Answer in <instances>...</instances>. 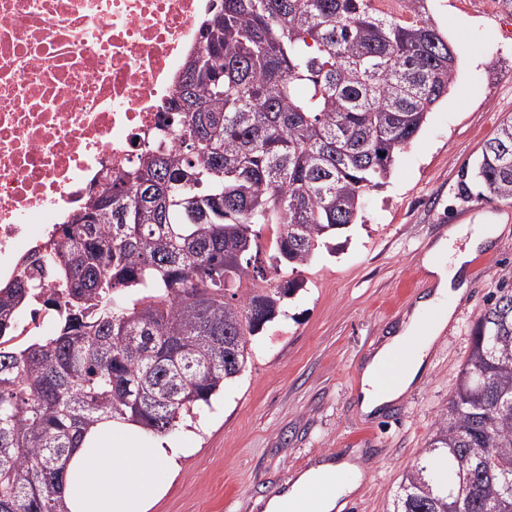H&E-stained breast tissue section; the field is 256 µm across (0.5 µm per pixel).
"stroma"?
<instances>
[{"label": "stroma", "mask_w": 512, "mask_h": 512, "mask_svg": "<svg viewBox=\"0 0 512 512\" xmlns=\"http://www.w3.org/2000/svg\"><path fill=\"white\" fill-rule=\"evenodd\" d=\"M458 56L448 94L367 195L357 224L294 277L304 287L252 337L245 372L195 420L167 494L151 512H264L267 501L320 460L360 454L362 487L346 512H389L403 473L433 437L470 351L471 328L512 288V204L480 197L484 143L512 116V0H431ZM464 224L488 225L467 264V289L402 400L360 415L367 358L431 286L426 253Z\"/></svg>", "instance_id": "stroma-1"}]
</instances>
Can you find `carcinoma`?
I'll return each mask as SVG.
<instances>
[{
    "label": "carcinoma",
    "instance_id": "obj_1",
    "mask_svg": "<svg viewBox=\"0 0 512 512\" xmlns=\"http://www.w3.org/2000/svg\"><path fill=\"white\" fill-rule=\"evenodd\" d=\"M373 0H212L152 148L92 192L0 287V512H68L70 451L112 418L164 435L248 361L300 287L286 278L358 220L453 85L430 15ZM481 195L512 204V117L484 144ZM271 226L274 254L261 258ZM51 315L47 336L18 318ZM391 512H512V289L471 330L446 413Z\"/></svg>",
    "mask_w": 512,
    "mask_h": 512
}]
</instances>
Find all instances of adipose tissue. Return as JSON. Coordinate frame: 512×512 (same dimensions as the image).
I'll return each mask as SVG.
<instances>
[{
    "mask_svg": "<svg viewBox=\"0 0 512 512\" xmlns=\"http://www.w3.org/2000/svg\"><path fill=\"white\" fill-rule=\"evenodd\" d=\"M458 237L464 249H452L440 241L430 252L427 268L434 278L430 297L419 300L401 330L385 340L366 364L358 397L359 410L375 416L418 383L425 370L426 357L454 315V302L465 293L462 270L471 255L486 242L483 225H463ZM420 337L416 349H408L413 337ZM400 356V369L390 384H382L383 365ZM137 427L119 420H104L92 427L78 448L73 449L61 483V495L69 512H149L165 494L162 473L174 471L186 453L184 443L163 436L136 441ZM337 474L335 491L309 499L306 512H336L344 497L358 491L365 480V467L352 457L336 464L324 463L298 476L296 487L319 483L325 474Z\"/></svg>",
    "mask_w": 512,
    "mask_h": 512,
    "instance_id": "adipose-tissue-1",
    "label": "adipose tissue"
}]
</instances>
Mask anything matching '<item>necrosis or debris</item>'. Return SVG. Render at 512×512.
Here are the masks:
<instances>
[{
	"mask_svg": "<svg viewBox=\"0 0 512 512\" xmlns=\"http://www.w3.org/2000/svg\"><path fill=\"white\" fill-rule=\"evenodd\" d=\"M211 0H0V278L156 136Z\"/></svg>",
	"mask_w": 512,
	"mask_h": 512,
	"instance_id": "4bbe7bcc",
	"label": "necrosis or debris"
}]
</instances>
